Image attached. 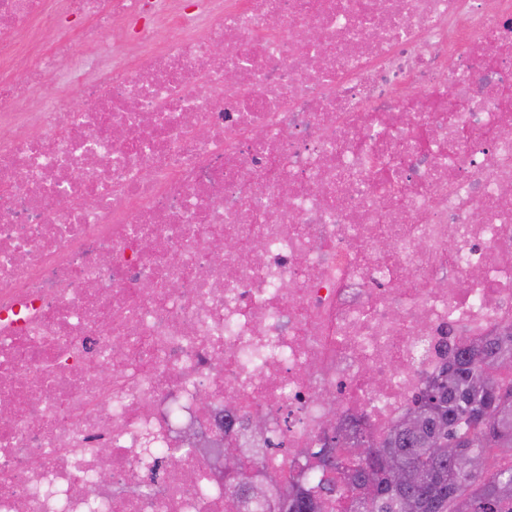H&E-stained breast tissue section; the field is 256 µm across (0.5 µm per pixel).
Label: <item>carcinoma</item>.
Segmentation results:
<instances>
[{"instance_id": "carcinoma-1", "label": "carcinoma", "mask_w": 512, "mask_h": 512, "mask_svg": "<svg viewBox=\"0 0 512 512\" xmlns=\"http://www.w3.org/2000/svg\"><path fill=\"white\" fill-rule=\"evenodd\" d=\"M509 365L512 327L452 353L385 437L336 431L311 466L317 489L290 485L288 512H512ZM238 446L252 467L268 462V449Z\"/></svg>"}]
</instances>
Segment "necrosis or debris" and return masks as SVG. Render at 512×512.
Wrapping results in <instances>:
<instances>
[{"instance_id":"necrosis-or-debris-1","label":"necrosis or debris","mask_w":512,"mask_h":512,"mask_svg":"<svg viewBox=\"0 0 512 512\" xmlns=\"http://www.w3.org/2000/svg\"><path fill=\"white\" fill-rule=\"evenodd\" d=\"M507 186L512 0H0V512H225L146 431L262 419L269 485L382 436L512 324Z\"/></svg>"}]
</instances>
